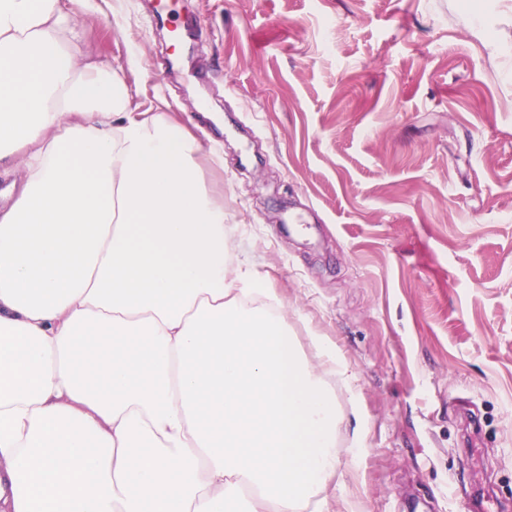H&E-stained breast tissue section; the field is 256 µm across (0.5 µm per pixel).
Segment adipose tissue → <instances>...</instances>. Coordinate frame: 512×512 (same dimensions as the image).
I'll use <instances>...</instances> for the list:
<instances>
[{"instance_id":"1","label":"adipose tissue","mask_w":512,"mask_h":512,"mask_svg":"<svg viewBox=\"0 0 512 512\" xmlns=\"http://www.w3.org/2000/svg\"><path fill=\"white\" fill-rule=\"evenodd\" d=\"M90 0H0V512H333L346 365L228 278L224 153L130 107Z\"/></svg>"}]
</instances>
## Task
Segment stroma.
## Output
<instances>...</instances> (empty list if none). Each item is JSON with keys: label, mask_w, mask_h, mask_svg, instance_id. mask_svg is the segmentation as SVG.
<instances>
[{"label": "stroma", "mask_w": 512, "mask_h": 512, "mask_svg": "<svg viewBox=\"0 0 512 512\" xmlns=\"http://www.w3.org/2000/svg\"><path fill=\"white\" fill-rule=\"evenodd\" d=\"M93 0L88 52L200 142L230 249L351 384L335 512H512V0ZM495 37L499 51L486 39Z\"/></svg>", "instance_id": "1"}]
</instances>
